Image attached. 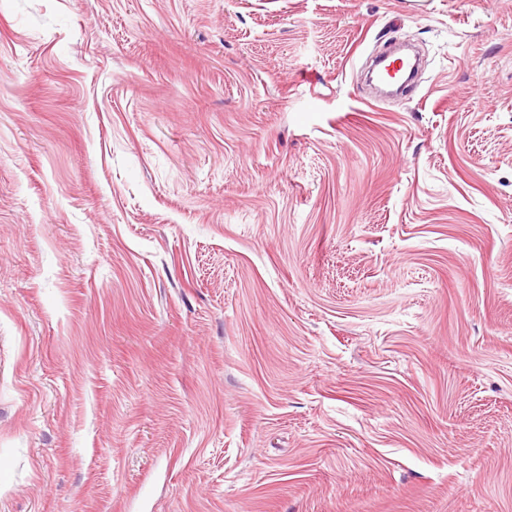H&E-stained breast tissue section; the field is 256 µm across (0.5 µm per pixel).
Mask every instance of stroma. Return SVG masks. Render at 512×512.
<instances>
[{"instance_id":"stroma-1","label":"stroma","mask_w":512,"mask_h":512,"mask_svg":"<svg viewBox=\"0 0 512 512\" xmlns=\"http://www.w3.org/2000/svg\"><path fill=\"white\" fill-rule=\"evenodd\" d=\"M430 2L0 0V512H512V0Z\"/></svg>"}]
</instances>
